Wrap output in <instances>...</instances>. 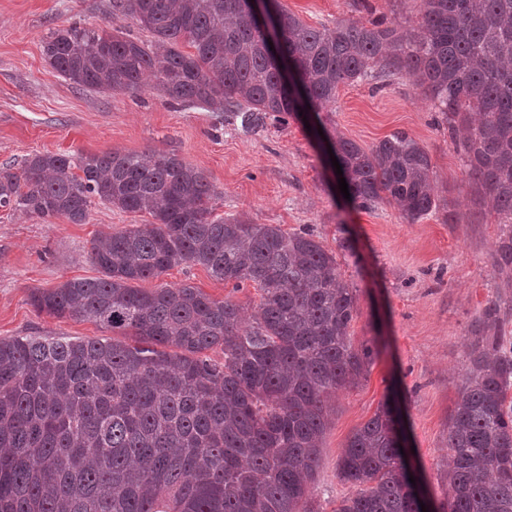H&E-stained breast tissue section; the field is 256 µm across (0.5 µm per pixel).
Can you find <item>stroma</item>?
<instances>
[{
  "instance_id": "stroma-1",
  "label": "stroma",
  "mask_w": 512,
  "mask_h": 512,
  "mask_svg": "<svg viewBox=\"0 0 512 512\" xmlns=\"http://www.w3.org/2000/svg\"><path fill=\"white\" fill-rule=\"evenodd\" d=\"M360 2L281 0L288 12L318 29L374 15L406 31L420 19L418 0H368L365 8ZM73 23L151 38L131 17L113 14L112 0H0V166L18 168L39 153L173 152L203 170L214 186V215L278 224L289 233L313 231L358 290L354 344L368 343L378 355L359 385L332 403L309 506L333 512L337 501L356 494V486L338 476L339 458L352 433L394 395L425 493L441 512L448 501V428L470 350L484 342L471 325L486 306L500 304L507 317L498 336L504 348H512V286L493 261L501 218L483 207V190L469 181L463 154L424 87L402 71L343 83L335 103L321 113L328 133L366 149L396 132L424 147L439 207L411 224L386 203L354 208L297 117L270 120L263 131L246 133L225 124L223 113L170 105L151 82L136 94L71 84L45 61L42 44L51 30ZM451 212L457 223H445ZM147 220L99 202L82 224L63 218L45 224L0 209V338L104 337L93 323L35 311L29 293L98 277L88 259L91 240ZM160 281L195 285L247 311L259 300L254 284L236 291L198 266L173 267Z\"/></svg>"
}]
</instances>
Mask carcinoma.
<instances>
[{"label":"carcinoma","mask_w":512,"mask_h":512,"mask_svg":"<svg viewBox=\"0 0 512 512\" xmlns=\"http://www.w3.org/2000/svg\"><path fill=\"white\" fill-rule=\"evenodd\" d=\"M243 2L112 0L150 41L72 24L42 52L78 87L134 94L150 77L171 102L254 133L271 115L311 118L341 83L403 70L448 125L484 206L512 225V0H419L412 34L379 20L327 33L277 8L303 106ZM326 141L359 208L386 201L411 224L436 208L428 154L406 133L368 152ZM214 195L175 153L36 154L18 173L0 167L1 209L83 224L97 199L152 218L92 240L102 277L30 294L38 312L112 337L0 339V512H311L329 402L377 351L354 345L357 289L313 234L215 216ZM495 262L512 269V228ZM180 264L254 283L251 321L188 283L136 286ZM511 389L512 351L474 348L448 430V512H512ZM397 423L388 400L353 432L338 473L359 491L334 512H419Z\"/></svg>","instance_id":"obj_1"}]
</instances>
